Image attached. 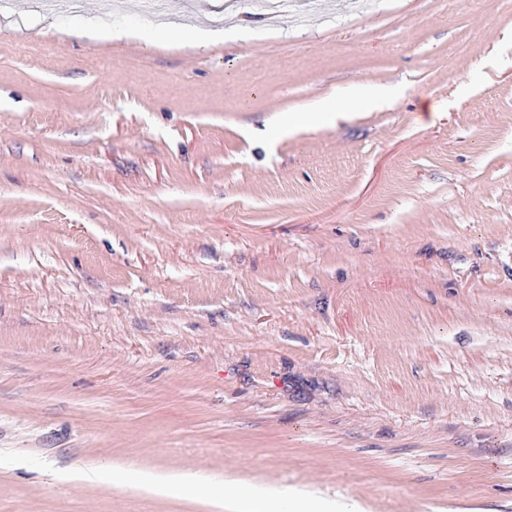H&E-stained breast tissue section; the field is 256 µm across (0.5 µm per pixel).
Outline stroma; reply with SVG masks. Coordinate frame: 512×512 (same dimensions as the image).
Returning a JSON list of instances; mask_svg holds the SVG:
<instances>
[{
    "instance_id": "35a3bbf8",
    "label": "stroma",
    "mask_w": 512,
    "mask_h": 512,
    "mask_svg": "<svg viewBox=\"0 0 512 512\" xmlns=\"http://www.w3.org/2000/svg\"><path fill=\"white\" fill-rule=\"evenodd\" d=\"M132 2L0 7V512H512V0ZM344 99L356 103H378L385 99L384 94L378 88L368 85H353L345 91ZM139 486L148 491L166 493L173 489L185 492H196L199 483L194 475L185 472H154L143 471L135 474ZM205 495L223 503L224 498L235 504L238 512H280L277 506L285 499L293 498L296 493L290 489L257 488L244 483L225 482L221 492L211 488L205 490Z\"/></svg>"
}]
</instances>
